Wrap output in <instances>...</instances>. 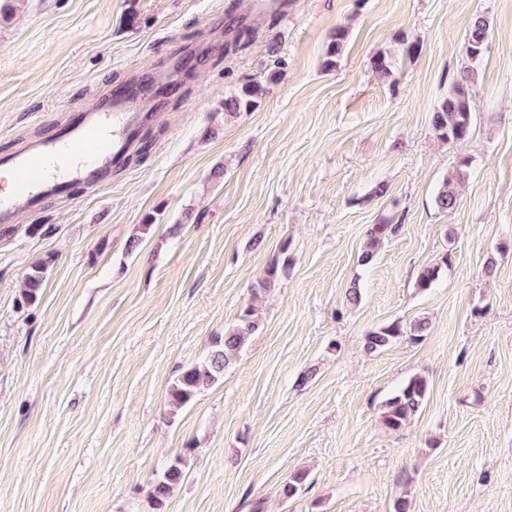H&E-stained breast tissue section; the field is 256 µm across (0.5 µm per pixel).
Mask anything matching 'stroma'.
<instances>
[{
	"label": "stroma",
	"instance_id": "1",
	"mask_svg": "<svg viewBox=\"0 0 512 512\" xmlns=\"http://www.w3.org/2000/svg\"><path fill=\"white\" fill-rule=\"evenodd\" d=\"M478 16L490 38L460 145L431 116ZM176 49L198 67L144 151L110 184L0 223V512H151L150 484L178 456L186 476L162 512H392L403 495L410 512H512V0H288L282 13L19 0L0 18V154ZM381 54L392 77L372 67ZM273 70L260 106L225 118V96ZM466 156L457 205L440 211L437 187ZM387 219L398 231L360 266ZM284 244L292 263L258 300L257 332L169 416L171 382ZM38 262L47 277L28 303ZM423 316L422 339L364 351L370 330ZM417 373L426 405L386 430L384 401ZM297 471L304 490L283 500ZM398 228V224H391L389 219L381 224L372 225L367 231V242L359 258L361 265L371 264L377 256L380 243ZM47 270L46 263L34 265L25 278V289L22 293L26 302L31 303L37 299V295L45 281Z\"/></svg>",
	"mask_w": 512,
	"mask_h": 512
}]
</instances>
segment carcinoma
<instances>
[{
    "mask_svg": "<svg viewBox=\"0 0 512 512\" xmlns=\"http://www.w3.org/2000/svg\"><path fill=\"white\" fill-rule=\"evenodd\" d=\"M489 34V24L483 17L476 18L468 29L466 56L472 66L463 70L460 79L455 81L444 98L432 113V129L438 138L455 143L468 141L472 135L473 112L471 106L470 86L474 80V66L484 56V49ZM345 34L337 30L327 46L325 66H336L343 50ZM276 72L254 75L246 79L226 98H224V116L236 117L243 112H251L270 92L275 83ZM468 161L461 163L448 172L435 196V205L441 211L455 208L457 204V186L466 177ZM399 225L386 220L372 225L367 231V242L359 261L363 265L371 264L377 256L378 246L389 235L395 233ZM288 243L281 246L282 260L273 261L266 269L264 276L253 286L252 297L258 298L275 287L281 277L287 275L290 266ZM47 265L44 263L33 266L25 278L23 298L31 303L45 281ZM442 266L428 264L423 266L416 277V287L422 291L431 288L440 278ZM259 328V315L254 302L243 306L236 321L224 329V336L212 343L208 355L183 369L173 380L168 389V403L171 414H176L186 407L201 390L211 387L224 379V371L236 359L247 341ZM429 328L427 318H419L404 327L398 322L380 326L364 337V349L369 353H379L408 335L413 340L424 336ZM428 380L421 375H414L405 381L383 404L382 423L389 431H399L420 414L427 400ZM306 474L297 472L283 485L282 494L285 498L296 497L301 491ZM184 480V462L178 456L171 461L152 481L149 492L150 507L156 512L173 494Z\"/></svg>",
    "mask_w": 512,
    "mask_h": 512,
    "instance_id": "obj_1",
    "label": "carcinoma"
}]
</instances>
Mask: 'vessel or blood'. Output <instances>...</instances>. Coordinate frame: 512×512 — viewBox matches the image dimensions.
<instances>
[{
	"label": "vessel or blood",
	"instance_id": "1",
	"mask_svg": "<svg viewBox=\"0 0 512 512\" xmlns=\"http://www.w3.org/2000/svg\"><path fill=\"white\" fill-rule=\"evenodd\" d=\"M179 89V82L160 70L112 86L105 105L70 113L51 136L0 157V167L14 180L13 195L0 198V222L13 219L16 199L37 207L48 197L104 180L122 165L144 122Z\"/></svg>",
	"mask_w": 512,
	"mask_h": 512
}]
</instances>
